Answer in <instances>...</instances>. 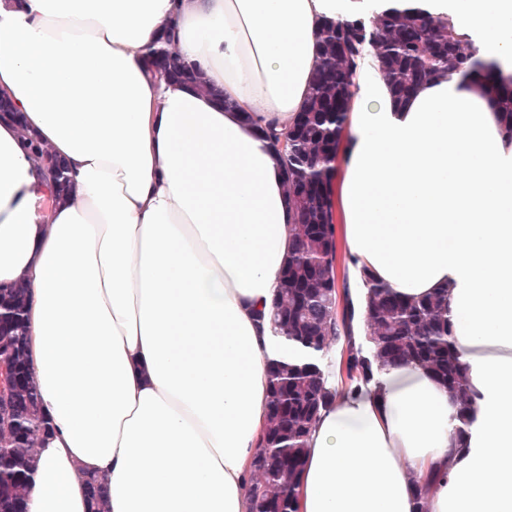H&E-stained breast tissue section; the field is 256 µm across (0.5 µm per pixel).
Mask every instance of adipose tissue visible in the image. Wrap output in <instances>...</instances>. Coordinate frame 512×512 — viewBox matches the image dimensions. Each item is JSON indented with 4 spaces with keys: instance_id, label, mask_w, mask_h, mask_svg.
Segmentation results:
<instances>
[{
    "instance_id": "adipose-tissue-1",
    "label": "adipose tissue",
    "mask_w": 512,
    "mask_h": 512,
    "mask_svg": "<svg viewBox=\"0 0 512 512\" xmlns=\"http://www.w3.org/2000/svg\"><path fill=\"white\" fill-rule=\"evenodd\" d=\"M363 0H0V285L24 282L28 363L50 433L27 512H250L267 424L269 309L294 214L261 135L293 124L325 19ZM447 22L497 70L452 71L392 100L355 72L331 205L339 277L407 297L448 292L471 394L416 365L350 381L309 436L297 512H512V138L492 84L512 81V0H383ZM223 102L158 83L161 37ZM34 137L69 166L58 195Z\"/></svg>"
}]
</instances>
